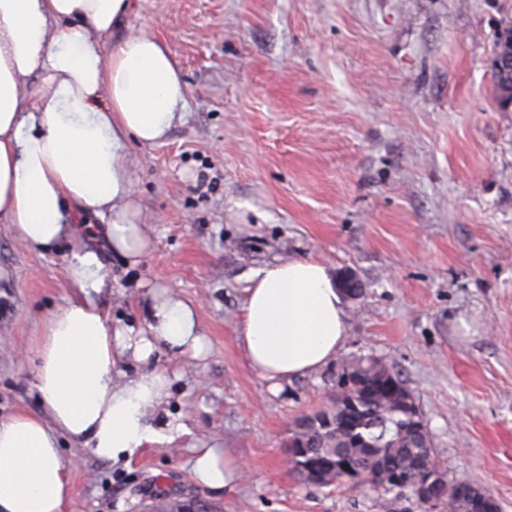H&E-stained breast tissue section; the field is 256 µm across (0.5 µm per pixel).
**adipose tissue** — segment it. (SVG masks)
<instances>
[{
    "instance_id": "ef3b65f1",
    "label": "adipose tissue",
    "mask_w": 512,
    "mask_h": 512,
    "mask_svg": "<svg viewBox=\"0 0 512 512\" xmlns=\"http://www.w3.org/2000/svg\"><path fill=\"white\" fill-rule=\"evenodd\" d=\"M130 0H0V222L29 246L71 245L68 293L38 345V412L0 418V512H68L66 436L102 460L132 459L158 438L149 416L164 374L114 381V353L147 362L158 346L201 350L195 309L154 304L146 331L112 329L99 305L110 285L77 234L88 214L111 216L114 248L139 262L149 247L127 222L128 144L161 142L181 121L188 86L167 44L147 32L117 37ZM347 331L343 294L325 265L293 259L260 271L247 290L238 340L252 369L281 382L333 360ZM191 471L212 490L234 483L226 450L197 448Z\"/></svg>"
}]
</instances>
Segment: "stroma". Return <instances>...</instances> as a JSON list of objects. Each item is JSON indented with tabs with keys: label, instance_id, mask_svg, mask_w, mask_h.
<instances>
[{
	"label": "stroma",
	"instance_id": "obj_1",
	"mask_svg": "<svg viewBox=\"0 0 512 512\" xmlns=\"http://www.w3.org/2000/svg\"><path fill=\"white\" fill-rule=\"evenodd\" d=\"M127 27L169 45L189 87L160 143H131L137 265L98 219L89 243L113 325L145 330L158 297L197 313L202 352L157 349L163 438L131 461L61 439L69 512H150L199 499L224 512H422L362 485L315 488L283 464L296 420L327 404L328 363L272 385L237 339L253 276L310 259L352 271L340 356H374L414 394L448 474L512 512V111L488 60L512 0H131ZM69 243L41 253L0 223V415L37 411L46 316L66 295ZM196 448L240 466L197 484Z\"/></svg>",
	"mask_w": 512,
	"mask_h": 512
}]
</instances>
